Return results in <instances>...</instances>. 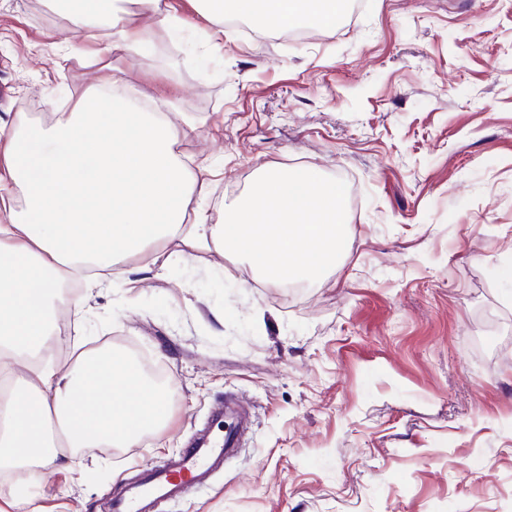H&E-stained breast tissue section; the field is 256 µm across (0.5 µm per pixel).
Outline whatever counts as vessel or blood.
I'll return each mask as SVG.
<instances>
[{
    "label": "vessel or blood",
    "mask_w": 512,
    "mask_h": 512,
    "mask_svg": "<svg viewBox=\"0 0 512 512\" xmlns=\"http://www.w3.org/2000/svg\"><path fill=\"white\" fill-rule=\"evenodd\" d=\"M212 433L190 441L176 455L123 482L109 498V512H167L190 492L221 472L238 446V426L225 423L223 411L212 415Z\"/></svg>",
    "instance_id": "b4317fda"
}]
</instances>
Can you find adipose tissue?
Wrapping results in <instances>:
<instances>
[{"mask_svg": "<svg viewBox=\"0 0 512 512\" xmlns=\"http://www.w3.org/2000/svg\"><path fill=\"white\" fill-rule=\"evenodd\" d=\"M76 29H106L110 48L145 41L137 13L158 15L162 29L175 20L159 0H51ZM340 0H203L199 14L210 38L224 36L233 18L270 29L318 11L319 24L336 19ZM176 96L138 99L99 90L55 126L0 124V467L42 469L68 463L88 448H134L161 425L165 396L130 360L109 358L108 383L98 379L89 353L68 363L54 359V302L66 277L102 271L147 247L175 237L194 248L246 259L269 282L321 281L334 269L346 235L345 190L311 169L268 172L240 198L223 223L198 216L194 199L209 186L186 169L176 151L179 131L170 119ZM23 209L15 211V195Z\"/></svg>", "mask_w": 512, "mask_h": 512, "instance_id": "1", "label": "adipose tissue"}]
</instances>
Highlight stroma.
Returning <instances> with one entry per match:
<instances>
[{
    "label": "stroma",
    "instance_id": "obj_1",
    "mask_svg": "<svg viewBox=\"0 0 512 512\" xmlns=\"http://www.w3.org/2000/svg\"><path fill=\"white\" fill-rule=\"evenodd\" d=\"M138 18L136 50L86 54L48 0H0V122L51 126L111 76L175 93L178 153L217 167L209 223L260 171L348 178L339 265L295 297L247 263L174 239L114 267L58 318L59 358L135 346L167 375L170 419L40 482L0 472V512H104L184 448L232 393L251 426L169 512H512V0H365L307 41L194 27V0ZM191 125H183V117Z\"/></svg>",
    "mask_w": 512,
    "mask_h": 512
}]
</instances>
